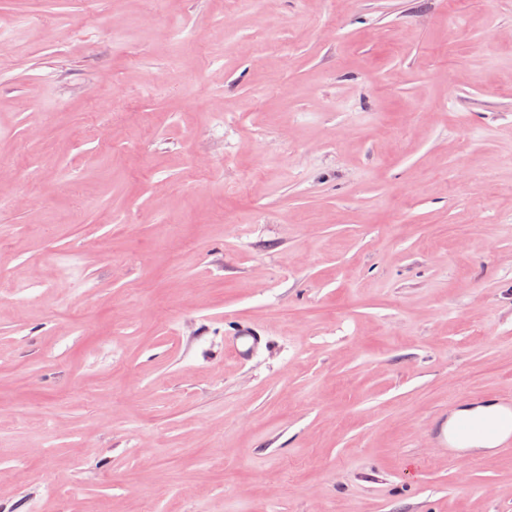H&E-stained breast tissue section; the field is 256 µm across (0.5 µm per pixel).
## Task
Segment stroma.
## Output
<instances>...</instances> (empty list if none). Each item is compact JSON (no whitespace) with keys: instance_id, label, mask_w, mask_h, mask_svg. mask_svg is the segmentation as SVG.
Returning a JSON list of instances; mask_svg holds the SVG:
<instances>
[{"instance_id":"stroma-1","label":"stroma","mask_w":512,"mask_h":512,"mask_svg":"<svg viewBox=\"0 0 512 512\" xmlns=\"http://www.w3.org/2000/svg\"><path fill=\"white\" fill-rule=\"evenodd\" d=\"M496 395L512 0H0V512H512ZM261 342L262 336L255 327L247 323H239L225 343L224 354L243 358L248 351L258 347ZM504 408L497 402L491 401H479L474 402L466 407L458 408L454 410L448 418V426L452 422L453 418L458 414H475L481 416L493 423L499 424L503 432L511 429V423L504 420L502 411ZM452 435L459 438H495L497 431L478 419L461 418L453 426Z\"/></svg>"}]
</instances>
